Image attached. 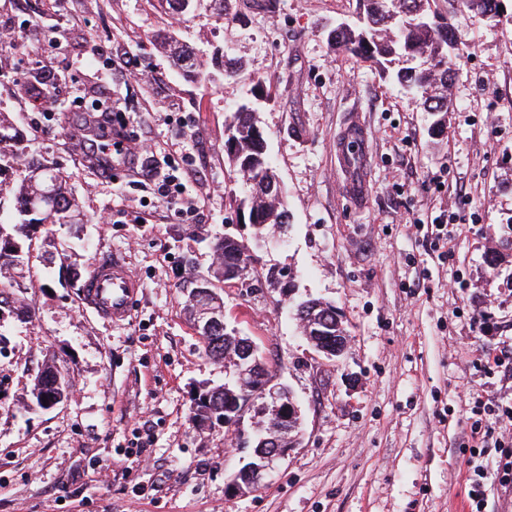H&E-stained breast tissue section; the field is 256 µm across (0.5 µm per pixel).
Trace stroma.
<instances>
[{
    "mask_svg": "<svg viewBox=\"0 0 512 512\" xmlns=\"http://www.w3.org/2000/svg\"><path fill=\"white\" fill-rule=\"evenodd\" d=\"M459 37L448 127L379 66L333 45L359 0H224L183 14L163 0H0V112L21 133L0 154V223L16 220L19 159L60 168L78 223L42 228L23 271L27 308L0 318V512H470L467 477L486 467L483 512H512L500 455L474 456L478 424L512 439V421L474 415L512 406V376L487 357L512 349V24L449 11ZM205 75L187 79L165 39ZM132 53L127 81L106 51ZM63 84L51 112L26 88ZM264 79L257 118L288 204L265 239L241 223L249 192L224 152L227 121ZM113 107V126L146 143L134 170L108 179L69 139L76 105ZM363 125L366 166L354 192L336 152ZM195 170L197 229L159 202L167 174ZM452 214L438 236L425 225ZM248 247L245 277L219 295L303 411V435L255 491L232 497L244 452L190 417L192 397L224 381L185 306L214 259L209 239ZM116 253L143 284L128 323L81 298L97 254ZM292 272L268 283V268ZM332 302L349 336L331 362L303 337L293 304ZM66 399L43 409L30 390L46 360Z\"/></svg>",
    "mask_w": 512,
    "mask_h": 512,
    "instance_id": "stroma-1",
    "label": "stroma"
}]
</instances>
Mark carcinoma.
Instances as JSON below:
<instances>
[{"instance_id": "obj_1", "label": "carcinoma", "mask_w": 512, "mask_h": 512, "mask_svg": "<svg viewBox=\"0 0 512 512\" xmlns=\"http://www.w3.org/2000/svg\"><path fill=\"white\" fill-rule=\"evenodd\" d=\"M469 10L487 22L498 25L503 0H461ZM360 24L353 27L340 23L330 32L331 39L360 59L374 61L384 74L416 93L425 111L437 116L434 129L442 131L448 122V62L457 50L458 36L448 22L431 10L429 0H363ZM174 64L189 77L199 78L203 72L194 54L175 41L167 43ZM227 141L234 142L239 161L247 162L241 176L251 187L250 194L236 201L252 213L259 233L281 228L288 223V208L283 196L271 195L263 186L276 179L272 162L266 154L265 139L251 102H244L228 124ZM63 175L48 166H28L20 176L15 192V209L20 216L16 224H0V274L18 269L31 258L32 241L44 224H73L78 220L79 205L68 193ZM216 258L213 278L205 279L207 288L213 281L230 282V269L246 268L245 246L230 237H216L210 242ZM316 306V329L330 336L343 334L336 311ZM204 354L212 360L224 361L237 355V336L226 335L213 327L203 333ZM32 389L48 397L67 391V382L55 363H47L36 376ZM229 400L224 385L212 389L209 397L194 398L193 419L204 424L224 412Z\"/></svg>"}]
</instances>
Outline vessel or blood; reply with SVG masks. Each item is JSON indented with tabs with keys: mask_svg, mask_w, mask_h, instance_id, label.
Returning a JSON list of instances; mask_svg holds the SVG:
<instances>
[{
	"mask_svg": "<svg viewBox=\"0 0 512 512\" xmlns=\"http://www.w3.org/2000/svg\"><path fill=\"white\" fill-rule=\"evenodd\" d=\"M135 149L123 133L108 134L101 149L85 154V164L95 170L112 174L127 171ZM142 285L119 256H103L95 261L82 285L84 301L93 306L98 315L119 324L131 315V306Z\"/></svg>",
	"mask_w": 512,
	"mask_h": 512,
	"instance_id": "b4317fda",
	"label": "vessel or blood"
}]
</instances>
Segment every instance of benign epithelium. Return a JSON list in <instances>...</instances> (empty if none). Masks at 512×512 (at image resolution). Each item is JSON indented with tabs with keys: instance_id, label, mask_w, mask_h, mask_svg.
I'll use <instances>...</instances> for the list:
<instances>
[{
	"instance_id": "1",
	"label": "benign epithelium",
	"mask_w": 512,
	"mask_h": 512,
	"mask_svg": "<svg viewBox=\"0 0 512 512\" xmlns=\"http://www.w3.org/2000/svg\"><path fill=\"white\" fill-rule=\"evenodd\" d=\"M193 295L196 301L208 302V305L199 307L198 327L202 331L207 332L211 326L226 322L224 308L220 307L219 300L211 299V290L196 288ZM308 341L326 358L337 360L346 352L348 336H338L336 343L329 345L325 344V340L313 337ZM245 346L246 353L224 367L225 380L241 387L250 376L255 380L254 390L244 399L224 407V414L215 415L207 422L210 429L221 427L234 432L242 446L259 439L256 452L227 482L228 492L232 496L254 490L288 456L291 448L295 447V437L291 436V432L300 426L302 420L301 407L288 388L277 382L276 374L262 357L259 346L251 339L245 342ZM259 417L266 419V429L261 433L249 432L245 422L253 425Z\"/></svg>"
}]
</instances>
